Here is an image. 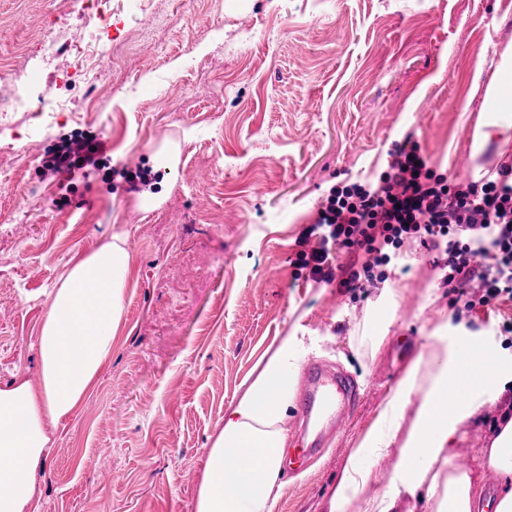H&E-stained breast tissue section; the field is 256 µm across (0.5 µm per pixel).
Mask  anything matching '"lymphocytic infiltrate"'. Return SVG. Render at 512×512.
Instances as JSON below:
<instances>
[{
	"label": "lymphocytic infiltrate",
	"instance_id": "1",
	"mask_svg": "<svg viewBox=\"0 0 512 512\" xmlns=\"http://www.w3.org/2000/svg\"><path fill=\"white\" fill-rule=\"evenodd\" d=\"M295 264L309 277L350 291L376 288L401 264L406 241L434 252L452 306L491 309L512 299V162L494 178L450 179L428 168L412 139L396 147L374 182L333 186Z\"/></svg>",
	"mask_w": 512,
	"mask_h": 512
}]
</instances>
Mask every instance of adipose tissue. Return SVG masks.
<instances>
[{"label":"adipose tissue","instance_id":"1","mask_svg":"<svg viewBox=\"0 0 512 512\" xmlns=\"http://www.w3.org/2000/svg\"><path fill=\"white\" fill-rule=\"evenodd\" d=\"M130 254L122 236L75 258L51 290L40 336L39 387L19 381L0 388V512H27L35 486L32 471L52 442L44 421L72 414L112 356L126 303ZM304 345L287 336L262 360L245 393L224 410V428L209 451L196 512H276L283 482L286 435L295 405ZM465 388L466 398L448 392ZM419 405L386 491L365 498L378 461L394 443L411 400ZM499 404L496 434L485 455L500 483L484 495L471 470L456 463L461 426ZM427 512H512V355L473 336L440 331L387 392L373 425L354 443L325 503L326 512H398L402 496Z\"/></svg>","mask_w":512,"mask_h":512}]
</instances>
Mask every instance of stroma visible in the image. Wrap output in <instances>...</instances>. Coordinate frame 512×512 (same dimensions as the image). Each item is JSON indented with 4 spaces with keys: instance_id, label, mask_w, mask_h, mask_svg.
Masks as SVG:
<instances>
[{
    "instance_id": "obj_1",
    "label": "stroma",
    "mask_w": 512,
    "mask_h": 512,
    "mask_svg": "<svg viewBox=\"0 0 512 512\" xmlns=\"http://www.w3.org/2000/svg\"><path fill=\"white\" fill-rule=\"evenodd\" d=\"M82 22L63 0H0V67H26L25 47ZM507 51L512 0H114L94 98L60 92L113 166L155 168L153 185L140 195L95 173L46 174L42 151L0 148V169L29 164L25 185L0 182V386L38 382L47 291L74 257L117 232L131 257L112 357L72 415L46 422L54 446L32 472L29 512H195L226 406L286 336L360 386L344 428L283 473L277 512H323L354 441L434 333L512 352L500 333L512 301L454 313L419 242L361 298L294 264L329 188L376 178L404 138L466 180L512 158V108L486 95ZM498 411L486 405L458 434L479 474Z\"/></svg>"
}]
</instances>
